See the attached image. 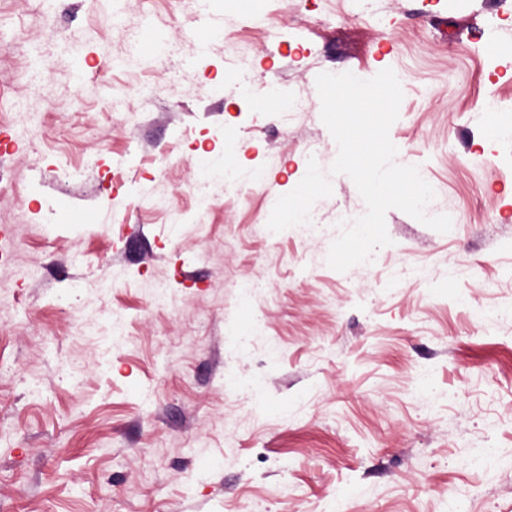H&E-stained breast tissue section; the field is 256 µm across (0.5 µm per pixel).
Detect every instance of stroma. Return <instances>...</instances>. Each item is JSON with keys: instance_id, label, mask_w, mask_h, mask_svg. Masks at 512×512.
<instances>
[{"instance_id": "35a3bbf8", "label": "stroma", "mask_w": 512, "mask_h": 512, "mask_svg": "<svg viewBox=\"0 0 512 512\" xmlns=\"http://www.w3.org/2000/svg\"><path fill=\"white\" fill-rule=\"evenodd\" d=\"M293 27L306 49L274 41ZM503 46L512 0H265L256 23L217 0H0V512H512V319H475L512 308ZM232 51L252 71L215 94ZM386 68L390 139L459 223L388 210L391 245L339 272V224L366 211L349 176L316 234L267 227L337 157L320 109L278 121L267 89L315 102L320 73ZM202 154L251 180L192 224Z\"/></svg>"}]
</instances>
